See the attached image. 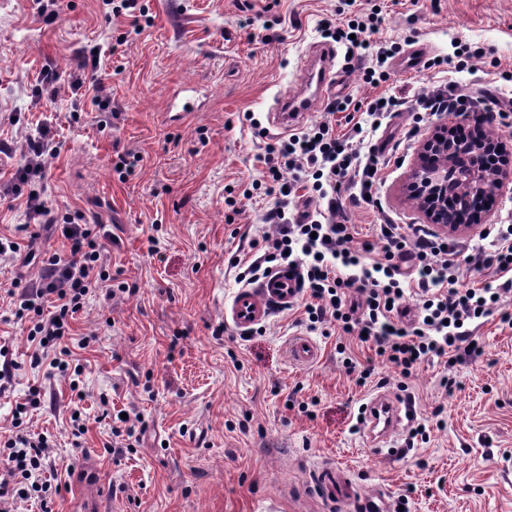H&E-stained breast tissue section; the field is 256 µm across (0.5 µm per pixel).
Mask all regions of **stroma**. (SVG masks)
Segmentation results:
<instances>
[{
  "instance_id": "obj_1",
  "label": "stroma",
  "mask_w": 512,
  "mask_h": 512,
  "mask_svg": "<svg viewBox=\"0 0 512 512\" xmlns=\"http://www.w3.org/2000/svg\"><path fill=\"white\" fill-rule=\"evenodd\" d=\"M153 24L140 34L103 0H69L56 23L45 24L36 0H9L0 9V157L10 175L28 133L49 123L58 154L44 160L52 211L79 210L112 233L106 252L125 291L97 292L72 322L85 364L89 419L74 448L69 411L75 394L66 376L31 368L32 347L20 326L0 322V345L19 370L0 392V441L16 408L40 389V408L24 425L43 437L56 470L54 512L80 502L74 475L97 466L105 512H355L331 506L313 490L318 469L333 463L358 493L386 492L391 512H512V327L499 316L472 325L481 352L454 365L422 364L409 378L379 362L386 392L406 388L415 420L429 439L407 448L406 432L392 439L399 454L371 449L358 408L375 383L358 386L336 352L350 346L358 367L369 352L334 325L308 330L300 308L279 313L241 335L224 321L236 276L258 257L256 241L274 234L265 223L275 197L247 198L261 178V160L278 136L243 119L266 122L276 95L296 85L303 59L321 44V22L338 19L346 0H141ZM382 12L380 39L411 41L428 58L448 61L446 72L391 67L384 89L418 95L446 82L476 95L512 80V0H357L356 11ZM481 48L459 68L452 42ZM99 52V71L120 117L111 121L73 89L79 54ZM61 79L53 99L35 97L46 68ZM190 88L194 108L171 110L173 94ZM417 106L390 117L378 133L379 170L373 187L386 218L422 223L400 188L419 148L403 143ZM141 160L119 175L116 155ZM236 207L225 205L227 194ZM160 252L152 254L151 239ZM92 342L78 350V338ZM308 337L318 359L299 365L288 354ZM453 377V392L440 385ZM108 406H101V399ZM310 403L300 412V402ZM128 412L145 434L122 455L111 452L102 410Z\"/></svg>"
}]
</instances>
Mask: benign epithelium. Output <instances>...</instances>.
Segmentation results:
<instances>
[{
    "mask_svg": "<svg viewBox=\"0 0 512 512\" xmlns=\"http://www.w3.org/2000/svg\"><path fill=\"white\" fill-rule=\"evenodd\" d=\"M498 141L460 142L448 138V125L436 126L420 144L405 190L426 223L457 237L487 223L474 200L489 185L501 191L512 185V155L498 167L489 162Z\"/></svg>",
    "mask_w": 512,
    "mask_h": 512,
    "instance_id": "7a95c632",
    "label": "benign epithelium"
}]
</instances>
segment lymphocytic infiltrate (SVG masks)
Masks as SVG:
<instances>
[{
	"label": "lymphocytic infiltrate",
	"mask_w": 512,
	"mask_h": 512,
	"mask_svg": "<svg viewBox=\"0 0 512 512\" xmlns=\"http://www.w3.org/2000/svg\"><path fill=\"white\" fill-rule=\"evenodd\" d=\"M378 23L371 14L364 20L356 17L344 24L322 25L323 37L344 42L347 52L370 59L363 78L377 93L359 101L330 103L333 112L347 107L361 113V120L348 132L335 134L322 123L266 145L264 189L269 195L280 193L282 200L267 211L265 221L277 230L264 237L261 256L238 279L252 283L273 265L298 268L300 285L309 297L304 305L306 322L314 327L330 319L344 334L363 336L368 349L406 378L421 363L478 353L480 346L469 330L473 322L496 314L501 323L512 325V314L501 309L503 297L512 293V224L485 228L483 236L492 250L478 257L464 254L460 246L422 224L410 225L405 233L398 225L382 224L381 258L369 260L352 249L356 227L349 224L339 196L343 189L355 187L356 202L375 206L372 187L380 158L370 134L408 103L405 97L379 91L390 79L387 62L401 45L374 44L370 36ZM56 151L50 126L38 125L26 138L21 162L0 184V196L24 198L32 238H39L38 227L43 224L59 232L66 245L64 252L43 254L37 278H13L6 294L15 320L29 324L27 339L34 347L31 366L46 363L70 375V389L76 392L82 369L70 366L64 341L87 299L112 286V273L103 260L112 237L85 213L56 216L41 196L28 194V187L45 176L44 158ZM290 195L322 199L327 207L292 214L286 202ZM408 255L414 266L407 275L400 262ZM466 265L494 268L497 279L463 282ZM410 289L419 298L421 316L409 327L399 315ZM13 427V435L0 445V512H13L17 502L34 497L42 512H52V484L40 477L47 443L27 434L21 421H14Z\"/></svg>",
	"instance_id": "f902f5d3"
}]
</instances>
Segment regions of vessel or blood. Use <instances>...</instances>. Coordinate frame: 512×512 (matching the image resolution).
Segmentation results:
<instances>
[{"mask_svg":"<svg viewBox=\"0 0 512 512\" xmlns=\"http://www.w3.org/2000/svg\"><path fill=\"white\" fill-rule=\"evenodd\" d=\"M335 59V49L321 45L304 60L305 76L299 88L292 93H282L276 99L275 108L269 114L272 128L280 132L291 131L332 91ZM300 298L297 270L290 266L276 267L256 285L238 289L224 308V319L236 330L246 333L266 323L274 311L293 307ZM288 352L298 364L310 362L317 356L316 346L303 336L289 341ZM409 412L407 402L401 397L381 392L368 399L361 426L372 437L374 449L386 447Z\"/></svg>","mask_w":512,"mask_h":512,"instance_id":"vessel-or-blood-1","label":"vessel or blood"}]
</instances>
